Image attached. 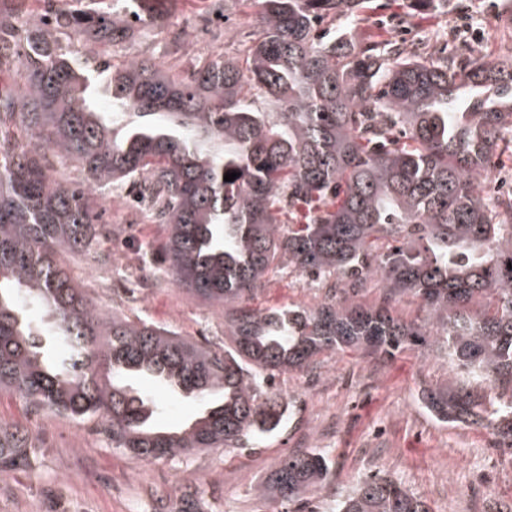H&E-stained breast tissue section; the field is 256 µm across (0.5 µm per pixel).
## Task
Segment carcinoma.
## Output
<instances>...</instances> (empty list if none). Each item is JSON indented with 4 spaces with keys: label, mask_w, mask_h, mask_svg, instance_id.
<instances>
[{
    "label": "carcinoma",
    "mask_w": 512,
    "mask_h": 512,
    "mask_svg": "<svg viewBox=\"0 0 512 512\" xmlns=\"http://www.w3.org/2000/svg\"><path fill=\"white\" fill-rule=\"evenodd\" d=\"M92 7H0V390L28 406L95 418L112 447L139 461L243 445L275 430L287 404L269 386L346 348L392 356L436 349L469 385L422 396L441 423L488 430L512 450V193L483 189L494 158L512 154V57L437 60L391 40L347 42L320 29L355 19L369 0H258L257 37L242 70L201 56L185 76L152 58L119 67L97 47L159 14ZM445 13L452 0H411ZM84 45L79 55L62 40ZM112 112H98L100 87ZM74 163L72 185L55 175ZM237 172L233 181L227 173ZM131 187L140 216L164 225L163 273L224 309L232 346L203 347L140 318L98 310L60 258L107 267L94 194ZM333 279L311 308L249 304L281 259ZM379 289L381 302L363 296ZM410 295L425 316L391 303ZM52 318L48 331L30 312ZM153 380L201 411L156 423L134 387ZM31 436L0 424V471L30 465ZM330 474L319 453L293 454L265 489L284 502ZM338 512H432L381 476Z\"/></svg>",
    "instance_id": "carcinoma-1"
}]
</instances>
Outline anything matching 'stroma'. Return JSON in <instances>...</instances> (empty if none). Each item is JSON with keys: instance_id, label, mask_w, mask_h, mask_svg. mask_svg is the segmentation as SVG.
<instances>
[{"instance_id": "1", "label": "stroma", "mask_w": 512, "mask_h": 512, "mask_svg": "<svg viewBox=\"0 0 512 512\" xmlns=\"http://www.w3.org/2000/svg\"><path fill=\"white\" fill-rule=\"evenodd\" d=\"M410 0H373L349 23L355 38H391L432 57L453 50L492 61L512 55V0H455L445 14H415ZM170 0V23L184 29L188 49L174 62L188 71L192 58L213 53L244 60L256 32L257 0ZM167 31L144 34L133 24L107 52L112 64L134 57L164 60ZM114 234L107 251L127 249L124 267L104 278L92 258L65 256L71 276L85 283L101 309L140 317L200 345H224V311L183 292L166 276L140 269L143 246L161 245L163 225L136 221L126 192L96 198ZM324 298L303 278L281 272L263 282L252 307L310 308ZM443 355L405 350L391 358L354 351L321 356L304 372L275 380L284 398L301 403L271 436L228 451L198 450L175 459L138 461L113 448L93 420H75L25 407L0 392V422H21L31 436V465L0 473V512H334L358 483L384 475L423 496L433 512H512V456L484 430L449 426L422 406L425 390L458 380ZM316 451L329 478L303 501L288 504L264 491L267 476L292 453Z\"/></svg>"}]
</instances>
